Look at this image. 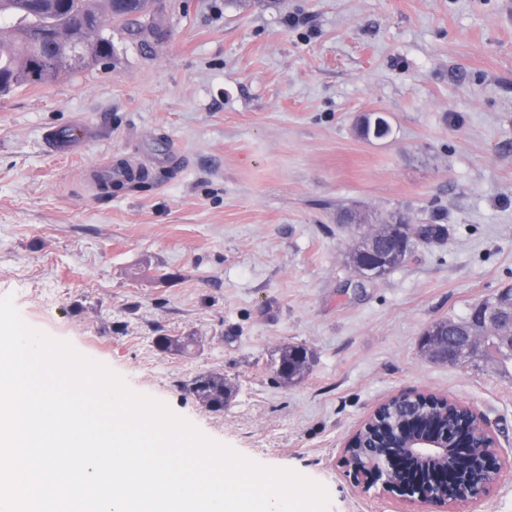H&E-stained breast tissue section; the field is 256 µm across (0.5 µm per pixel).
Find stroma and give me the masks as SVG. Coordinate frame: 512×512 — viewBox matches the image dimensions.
Returning <instances> with one entry per match:
<instances>
[{"instance_id":"stroma-1","label":"stroma","mask_w":512,"mask_h":512,"mask_svg":"<svg viewBox=\"0 0 512 512\" xmlns=\"http://www.w3.org/2000/svg\"><path fill=\"white\" fill-rule=\"evenodd\" d=\"M505 0H159L110 58L0 96V297L207 436L327 488L329 512H423L357 487L344 445L413 390L451 395L501 444L512 512V372L432 360L434 322L512 284V21ZM385 113L391 134L355 122ZM86 128L76 150L50 133ZM137 156L102 191L92 168ZM358 208L438 224L378 280L349 263ZM195 336L186 355L161 336ZM312 356L280 380V348ZM219 371L223 411L186 389ZM359 136L363 139H382L389 133L387 120L379 112H366L359 116L356 124Z\"/></svg>"}]
</instances>
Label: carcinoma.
I'll use <instances>...</instances> for the list:
<instances>
[{
    "label": "carcinoma",
    "mask_w": 512,
    "mask_h": 512,
    "mask_svg": "<svg viewBox=\"0 0 512 512\" xmlns=\"http://www.w3.org/2000/svg\"><path fill=\"white\" fill-rule=\"evenodd\" d=\"M153 0H138L124 8L115 0H0V94L28 86L49 85L59 78L97 66L111 51L112 39L103 35L105 19L136 34L143 30L142 19L151 16ZM495 317L494 324L471 320V313L441 320L423 334L422 349L438 346L445 350L454 337L470 331L477 335L496 332L512 337V287H504L482 300ZM164 352L189 353L197 346L193 336L164 337ZM308 351L287 346L279 356L280 378L288 383L302 377L308 367ZM201 404L224 406L235 388L224 374L209 372L201 384L190 386ZM453 413L464 418L453 405L433 404L427 419H446Z\"/></svg>",
    "instance_id": "cac0c4a2"
}]
</instances>
